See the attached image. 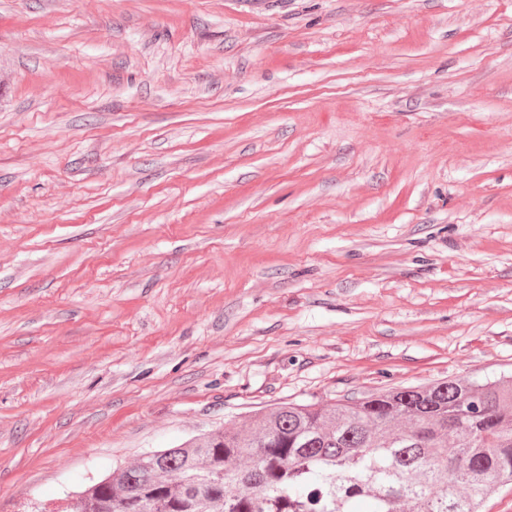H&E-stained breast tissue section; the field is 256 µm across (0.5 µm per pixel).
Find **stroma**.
Returning a JSON list of instances; mask_svg holds the SVG:
<instances>
[{"label":"stroma","instance_id":"35a3bbf8","mask_svg":"<svg viewBox=\"0 0 512 512\" xmlns=\"http://www.w3.org/2000/svg\"><path fill=\"white\" fill-rule=\"evenodd\" d=\"M503 375L512 0H0V512Z\"/></svg>","mask_w":512,"mask_h":512}]
</instances>
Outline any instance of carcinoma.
Returning a JSON list of instances; mask_svg holds the SVG:
<instances>
[{"label": "carcinoma", "mask_w": 512, "mask_h": 512, "mask_svg": "<svg viewBox=\"0 0 512 512\" xmlns=\"http://www.w3.org/2000/svg\"><path fill=\"white\" fill-rule=\"evenodd\" d=\"M512 486V379L285 401L146 453L61 512H484Z\"/></svg>", "instance_id": "cac0c4a2"}]
</instances>
